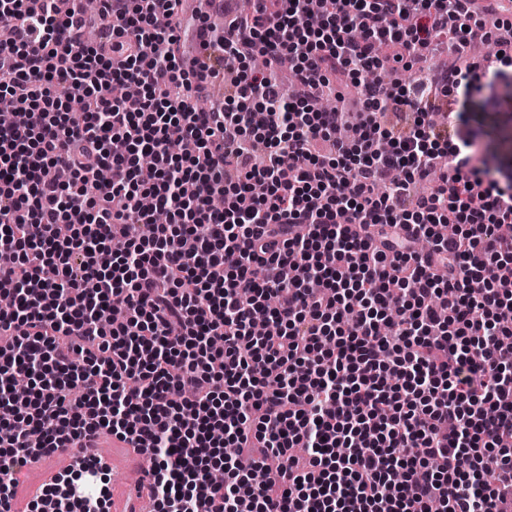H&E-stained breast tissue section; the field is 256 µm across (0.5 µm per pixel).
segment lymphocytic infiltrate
<instances>
[{
  "instance_id": "obj_1",
  "label": "lymphocytic infiltrate",
  "mask_w": 512,
  "mask_h": 512,
  "mask_svg": "<svg viewBox=\"0 0 512 512\" xmlns=\"http://www.w3.org/2000/svg\"><path fill=\"white\" fill-rule=\"evenodd\" d=\"M183 2L103 0L91 44L82 0H0V512L66 449L27 512H97L104 433L149 458L153 512H505L512 179L433 120L506 79L501 0H252L189 59ZM441 38L488 43L484 70H424ZM339 76L365 93L346 137L309 106Z\"/></svg>"
}]
</instances>
